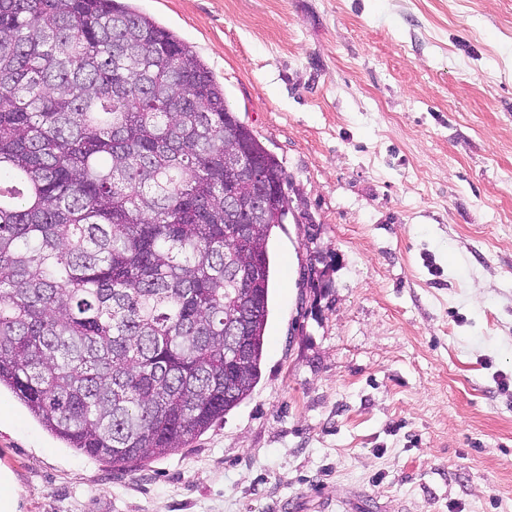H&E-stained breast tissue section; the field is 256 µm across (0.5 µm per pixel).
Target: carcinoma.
Here are the masks:
<instances>
[{
    "label": "carcinoma",
    "mask_w": 512,
    "mask_h": 512,
    "mask_svg": "<svg viewBox=\"0 0 512 512\" xmlns=\"http://www.w3.org/2000/svg\"><path fill=\"white\" fill-rule=\"evenodd\" d=\"M257 164L279 212H224ZM289 179L191 45L117 0H0V390L117 468L261 378Z\"/></svg>",
    "instance_id": "carcinoma-1"
}]
</instances>
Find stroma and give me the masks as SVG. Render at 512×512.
Instances as JSON below:
<instances>
[{"label":"stroma","instance_id":"obj_1","mask_svg":"<svg viewBox=\"0 0 512 512\" xmlns=\"http://www.w3.org/2000/svg\"><path fill=\"white\" fill-rule=\"evenodd\" d=\"M130 3L288 176L262 376L134 469L1 392L15 512H512V0Z\"/></svg>","mask_w":512,"mask_h":512}]
</instances>
